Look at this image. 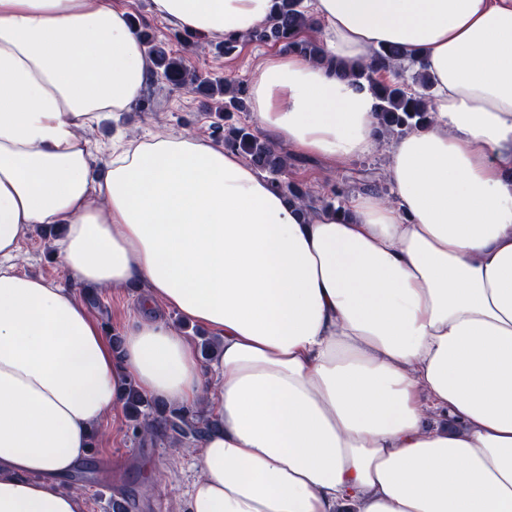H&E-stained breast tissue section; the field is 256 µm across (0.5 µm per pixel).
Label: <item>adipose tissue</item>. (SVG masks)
<instances>
[{"mask_svg": "<svg viewBox=\"0 0 512 512\" xmlns=\"http://www.w3.org/2000/svg\"><path fill=\"white\" fill-rule=\"evenodd\" d=\"M274 0H150L220 40ZM331 60L396 45L431 120L389 151L395 196L289 203L238 153L185 134L112 145L153 65L112 0H0V512H85L67 477L128 384L208 404L187 512H512V0H314ZM375 99L297 53L252 117L338 163L377 147ZM76 285L145 288L120 348L73 288L19 272L35 228ZM220 335L202 362L165 314Z\"/></svg>", "mask_w": 512, "mask_h": 512, "instance_id": "obj_1", "label": "adipose tissue"}]
</instances>
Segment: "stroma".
<instances>
[{
	"label": "stroma",
	"instance_id": "1",
	"mask_svg": "<svg viewBox=\"0 0 512 512\" xmlns=\"http://www.w3.org/2000/svg\"><path fill=\"white\" fill-rule=\"evenodd\" d=\"M114 2L126 7L174 52L184 55L192 70L207 77L230 78L251 85L263 62L276 50L271 43L251 42L227 55L210 40L205 41L203 48L188 49L183 45L181 30L152 14L150 0ZM144 96L151 101V111L135 109L83 130V137L99 149L98 162L107 160V146L116 134L131 138L160 132H188L211 138L215 115L210 112L205 96L171 89L156 79L147 86ZM386 165L387 153L380 149L347 164L319 156L296 155L288 178L310 190L316 198L342 184L349 186L351 193H358L360 179L366 178L378 183L387 197L391 190L387 186ZM53 252L52 237L34 232L17 259V267L22 272L71 286L67 271ZM142 296V290L137 288L100 289L101 303L91 313L104 333L118 336L136 315ZM195 452L194 443L175 440L168 434L152 438L136 435L125 410L121 409L101 422L99 437L74 480L85 497L87 512H113L112 504L116 501L124 502L127 512H187L186 491L195 476L192 465Z\"/></svg>",
	"mask_w": 512,
	"mask_h": 512
}]
</instances>
